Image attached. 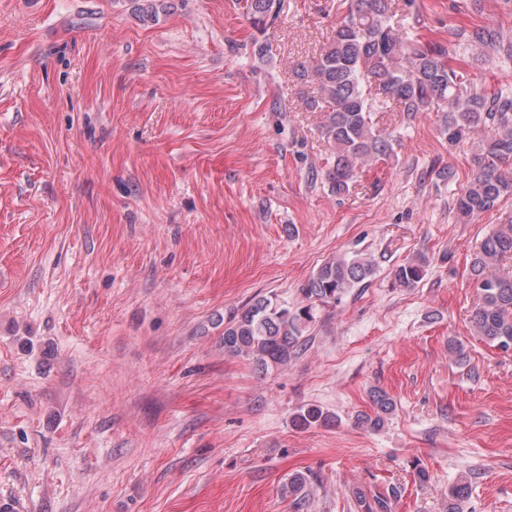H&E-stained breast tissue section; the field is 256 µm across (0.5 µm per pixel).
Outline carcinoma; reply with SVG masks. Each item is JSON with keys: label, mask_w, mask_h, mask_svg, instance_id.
<instances>
[{"label": "carcinoma", "mask_w": 512, "mask_h": 512, "mask_svg": "<svg viewBox=\"0 0 512 512\" xmlns=\"http://www.w3.org/2000/svg\"><path fill=\"white\" fill-rule=\"evenodd\" d=\"M394 0H350L336 22L330 39L310 65L316 95L309 106L329 104L326 136L332 148L325 177L331 192L350 191L354 178L365 167L394 152L396 139L374 127L373 114L391 107L415 118L440 112V132L448 146H456L481 133L474 172L455 199L460 219L469 221L512 196V91L491 92L465 79L443 44L409 38L393 24ZM273 0H243V9L256 26L264 23ZM471 44L490 49L512 61V43L500 42L496 29L474 26L455 30ZM512 223L501 224L480 242L471 261V276L478 303L470 314L476 335L502 352L512 350ZM426 258L417 257L397 266L394 282L401 288L417 287L427 275ZM375 273L373 260L362 254L337 256L313 271L299 289L301 303L290 305L274 295H257L224 321V353L245 360L252 371L266 375L288 365L302 349L319 314L339 304L353 288ZM371 414L360 413L358 425L382 428L395 411L391 396L372 388ZM332 421L317 405L298 409L295 428L306 430ZM321 477L310 470H296L281 484V494L296 512H306ZM471 482L459 477L448 488V512H468ZM402 497L397 485L352 491L355 512H394Z\"/></svg>", "instance_id": "cac0c4a2"}]
</instances>
